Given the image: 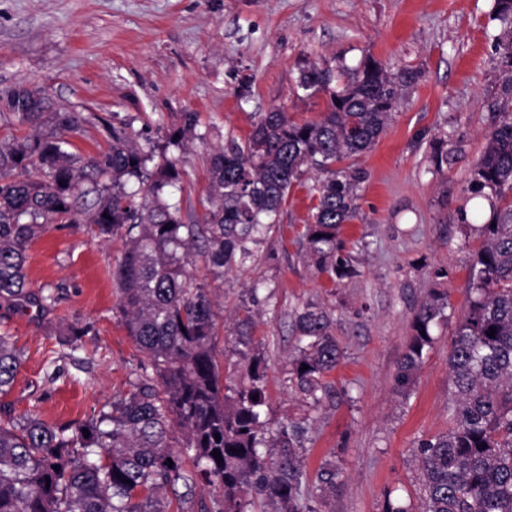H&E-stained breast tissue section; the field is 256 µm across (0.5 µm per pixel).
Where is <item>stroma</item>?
Returning a JSON list of instances; mask_svg holds the SVG:
<instances>
[{
    "label": "stroma",
    "instance_id": "stroma-1",
    "mask_svg": "<svg viewBox=\"0 0 512 512\" xmlns=\"http://www.w3.org/2000/svg\"><path fill=\"white\" fill-rule=\"evenodd\" d=\"M494 0H0V96L23 84L54 107L94 114L70 134L71 152L88 158L110 145L103 127L128 128L139 145L181 168L168 189L183 215L201 217L211 151L225 136L245 140L259 114L281 109L297 122L318 119L328 94L298 87L314 65L357 67L371 56L391 72L418 71L387 130L358 166V216L341 236L358 277L331 281L308 261L300 237L315 170L288 195L279 224L251 262L212 280L223 324L250 305L253 334L269 359L265 417L270 429L304 419L307 491L324 458L336 456L343 483L324 512H383L386 491L421 512L419 440L448 429V350L467 302L478 232L462 224L465 188L488 131L487 104L500 83L491 60L501 32ZM200 118L199 138L174 146L168 132L183 113ZM454 161L436 171L432 141ZM124 240L86 228L46 225L27 251L28 290L52 293L41 309L0 299V333L23 352L0 402L14 414L40 402L45 420L79 423L134 381L143 354L127 335L112 271ZM448 305L409 398L394 394L399 357L412 335L414 309L432 295ZM308 303L329 309L343 350L318 408L288 382L295 354L293 313ZM59 368L57 382L48 371Z\"/></svg>",
    "mask_w": 512,
    "mask_h": 512
}]
</instances>
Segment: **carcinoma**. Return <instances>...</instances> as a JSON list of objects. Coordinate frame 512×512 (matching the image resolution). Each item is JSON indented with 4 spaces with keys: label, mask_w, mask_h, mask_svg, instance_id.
Here are the masks:
<instances>
[{
    "label": "carcinoma",
    "mask_w": 512,
    "mask_h": 512,
    "mask_svg": "<svg viewBox=\"0 0 512 512\" xmlns=\"http://www.w3.org/2000/svg\"><path fill=\"white\" fill-rule=\"evenodd\" d=\"M495 13L502 27L496 41L502 87L488 103L487 143L467 197L487 200L490 213L484 218L480 203L472 211L482 241L448 352V431L417 448L424 512H512V202H506L512 192V0H496ZM417 80L418 72L394 74L371 57L355 69L341 63L303 72L298 86L310 97L329 94L327 110L302 123L272 110L259 115L246 140L228 137L209 157L210 207L192 222L165 198V189L180 183L175 160L107 126L110 148L85 161L66 149L65 134L93 117L55 109L41 90L23 87L4 119L32 133L0 140V297L47 306L52 296L26 291L29 246L46 224H92L105 239L128 243L112 282L121 322L147 363L109 410L73 428L43 419L38 399L19 416L0 406V512H170L168 489L181 481L220 489L217 507L202 501L199 512H248L252 495L270 512H322L303 490L301 422L283 423L267 437V360L253 341L250 308L242 307L232 336V352L246 365L225 375L209 286L190 267L200 260L221 281L244 268L310 166L319 179L309 189L306 253L334 282L357 276L340 239L342 226L357 217L363 175L350 161L373 148L402 88ZM335 81L342 85L332 87ZM48 124L56 131L41 132ZM198 125V113H184L169 140L180 145L203 138ZM431 161L441 171L453 162L452 151L439 142ZM133 180L144 194L128 189ZM88 195L93 209L84 215L77 200ZM447 306L434 296L414 311L413 336L393 378L396 394L411 392L433 342L431 327ZM333 324L331 313L315 304L295 311L298 355L289 381L311 406L329 394L326 377L344 356ZM22 361V352L0 334L1 395ZM177 430L183 435L178 448L172 444ZM216 449L220 460L212 455ZM316 477L328 496L342 471L329 458Z\"/></svg>",
    "instance_id": "obj_1"
}]
</instances>
